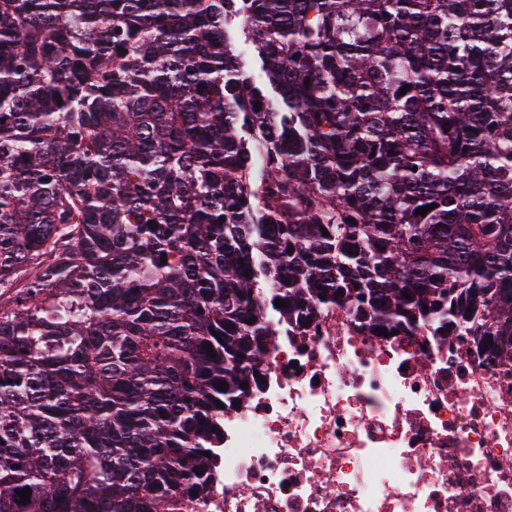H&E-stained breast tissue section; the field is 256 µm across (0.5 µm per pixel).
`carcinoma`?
Wrapping results in <instances>:
<instances>
[{
  "label": "carcinoma",
  "mask_w": 512,
  "mask_h": 512,
  "mask_svg": "<svg viewBox=\"0 0 512 512\" xmlns=\"http://www.w3.org/2000/svg\"><path fill=\"white\" fill-rule=\"evenodd\" d=\"M333 308L512 359V0H0V512H164Z\"/></svg>",
  "instance_id": "carcinoma-1"
}]
</instances>
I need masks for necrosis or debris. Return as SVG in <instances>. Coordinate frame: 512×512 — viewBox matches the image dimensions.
I'll return each mask as SVG.
<instances>
[{"label":"necrosis or debris","mask_w":512,"mask_h":512,"mask_svg":"<svg viewBox=\"0 0 512 512\" xmlns=\"http://www.w3.org/2000/svg\"><path fill=\"white\" fill-rule=\"evenodd\" d=\"M260 377L167 512H512V360L476 337L374 343L324 311Z\"/></svg>","instance_id":"1"}]
</instances>
